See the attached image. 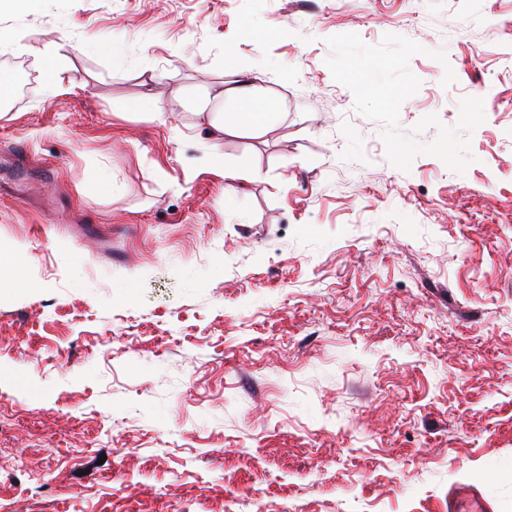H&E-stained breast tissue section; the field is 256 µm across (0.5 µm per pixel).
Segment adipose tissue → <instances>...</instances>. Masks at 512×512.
Segmentation results:
<instances>
[{
  "mask_svg": "<svg viewBox=\"0 0 512 512\" xmlns=\"http://www.w3.org/2000/svg\"><path fill=\"white\" fill-rule=\"evenodd\" d=\"M208 99L224 103L225 110L213 126L217 133L259 137L271 125V106L262 88L249 77L208 92Z\"/></svg>",
  "mask_w": 512,
  "mask_h": 512,
  "instance_id": "1",
  "label": "adipose tissue"
}]
</instances>
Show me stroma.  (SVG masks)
<instances>
[{
  "label": "stroma",
  "instance_id": "35a3bbf8",
  "mask_svg": "<svg viewBox=\"0 0 512 512\" xmlns=\"http://www.w3.org/2000/svg\"><path fill=\"white\" fill-rule=\"evenodd\" d=\"M0 30L59 63L0 109L36 284L0 290V512H512V0H0ZM340 33L425 47L403 134L483 99L465 173L390 164ZM228 50L261 137L198 112Z\"/></svg>",
  "mask_w": 512,
  "mask_h": 512
}]
</instances>
